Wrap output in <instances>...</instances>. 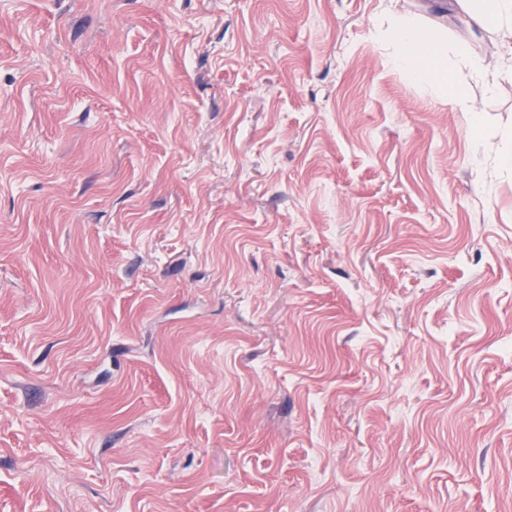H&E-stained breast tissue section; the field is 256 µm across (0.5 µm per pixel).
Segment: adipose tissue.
<instances>
[{
	"mask_svg": "<svg viewBox=\"0 0 512 512\" xmlns=\"http://www.w3.org/2000/svg\"><path fill=\"white\" fill-rule=\"evenodd\" d=\"M453 11L465 15L470 24L492 30L506 45L507 53L501 56L496 67H488L476 57L468 42L452 44L436 39L425 31L414 16H398L388 33L394 48L393 62L411 78L436 85L449 101L468 112L471 123H478L476 106L471 105L464 84H450L448 70L442 60L445 53H452L466 67L472 79L495 87L498 80L512 79V0H452Z\"/></svg>",
	"mask_w": 512,
	"mask_h": 512,
	"instance_id": "adipose-tissue-1",
	"label": "adipose tissue"
}]
</instances>
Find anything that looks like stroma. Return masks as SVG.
Masks as SVG:
<instances>
[{"label":"stroma","mask_w":512,"mask_h":512,"mask_svg":"<svg viewBox=\"0 0 512 512\" xmlns=\"http://www.w3.org/2000/svg\"><path fill=\"white\" fill-rule=\"evenodd\" d=\"M447 0H0V512H512V82ZM393 45V62L407 72L411 78L436 85L448 101L468 112L474 127L479 125V111L471 105L464 84L451 85L448 70L443 65L444 54L448 55L447 43L436 39L425 31L412 15L397 17L388 33Z\"/></svg>","instance_id":"obj_1"}]
</instances>
